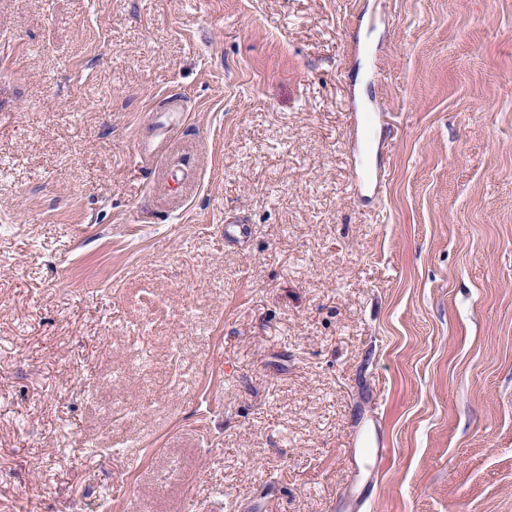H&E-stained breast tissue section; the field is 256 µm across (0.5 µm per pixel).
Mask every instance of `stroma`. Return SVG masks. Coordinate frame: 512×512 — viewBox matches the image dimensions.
I'll list each match as a JSON object with an SVG mask.
<instances>
[{
	"label": "stroma",
	"instance_id": "obj_1",
	"mask_svg": "<svg viewBox=\"0 0 512 512\" xmlns=\"http://www.w3.org/2000/svg\"><path fill=\"white\" fill-rule=\"evenodd\" d=\"M0 512H512V0H0Z\"/></svg>",
	"mask_w": 512,
	"mask_h": 512
}]
</instances>
